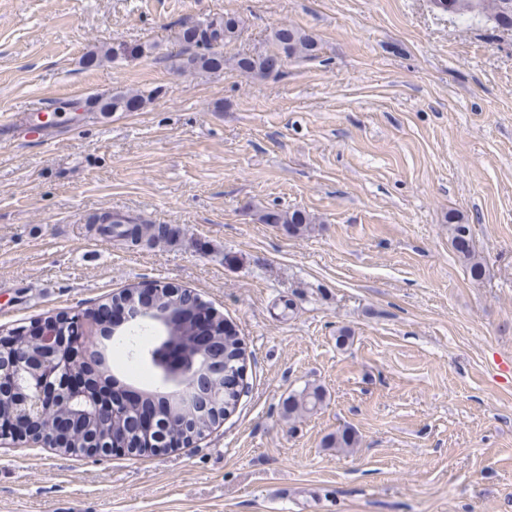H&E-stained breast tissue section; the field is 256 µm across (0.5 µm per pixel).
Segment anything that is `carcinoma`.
I'll return each mask as SVG.
<instances>
[{"instance_id":"cac0c4a2","label":"carcinoma","mask_w":512,"mask_h":512,"mask_svg":"<svg viewBox=\"0 0 512 512\" xmlns=\"http://www.w3.org/2000/svg\"><path fill=\"white\" fill-rule=\"evenodd\" d=\"M433 4L441 11L457 15L466 21H490L495 27L512 30V0H433ZM244 29V21L235 14L207 19L203 22L186 27L182 32V40L188 51L178 55L172 67L182 73L216 74L224 71L228 64L232 69L254 79L276 78L283 73L281 67L285 62L295 58H313L318 50L314 37L304 30L282 25L271 32L272 48L255 53H240L230 60L224 59V45L239 38ZM112 60V48L101 44L88 51L85 55L86 65L98 66ZM151 96L138 89L117 90L106 97L95 101V111L105 115L115 112H138L149 103ZM261 224H279L291 236H299L309 231L313 218L305 211L264 208L255 212ZM452 248L458 259L465 266L470 278L479 282L485 277L483 259L476 253L470 225L457 216L448 218ZM105 231L115 238L132 244L140 241L142 225L136 217H118L106 225ZM186 300L187 293L176 297L163 292L159 296L161 305L164 334H158L153 326H141L137 329H118L116 333L129 348V354L154 350L167 343H180L189 355H194L193 338L198 330L178 317L179 308L173 299ZM213 331L216 336L217 349L210 359L213 364H220L224 373H216L211 377L217 391L223 392L222 412H214L207 408L203 411L186 413L180 411L179 402L170 398L165 384L152 372V380L140 386L142 399L124 402L125 411L113 416L105 411L90 417L79 415L70 404L52 405L45 410L43 425L59 419H74L72 432L62 437V448L71 453H79L84 448L96 444H114L133 448L139 440V418L141 410L148 406L159 415L162 427L158 429L164 437L181 438L190 432L196 438L209 434L221 421V415L233 413L241 400L244 390V378H236V374L245 371V350L242 340L235 328L224 320V314L216 312ZM90 383H118L116 390H121V380L113 376L112 363L96 360L87 377ZM326 393L320 385H307L302 390L288 395L283 402L282 416L293 420L304 413L317 410L325 402ZM357 432L345 427L328 436L326 447L351 449L359 446Z\"/></svg>"}]
</instances>
